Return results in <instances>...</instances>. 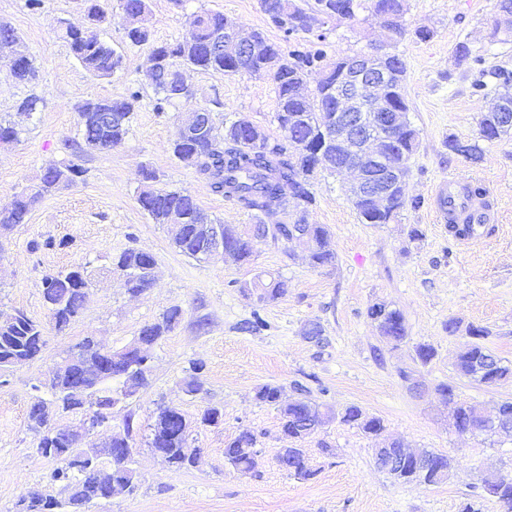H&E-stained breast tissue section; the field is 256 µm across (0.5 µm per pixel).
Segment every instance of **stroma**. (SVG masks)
Segmentation results:
<instances>
[{"label":"stroma","mask_w":512,"mask_h":512,"mask_svg":"<svg viewBox=\"0 0 512 512\" xmlns=\"http://www.w3.org/2000/svg\"><path fill=\"white\" fill-rule=\"evenodd\" d=\"M497 0H404V33L396 50L406 64L409 118L419 131V148L405 185L406 198H421L420 208L401 210L391 224H364L344 188L349 172L319 173L311 224L327 225L333 264L312 267L303 244L251 243L252 261L237 265L217 256L196 261L176 249L165 227L155 224L138 203L145 170H154L158 187L190 193L199 207L227 224L252 223V215L214 193L209 182L176 159L172 143L178 125L195 108L211 110L216 125L244 117L264 129L270 141L282 133L275 120L277 94L268 76H227L192 69L185 79L188 101L158 113L147 78L148 46L126 44L119 0H100L105 19L100 30L121 50L123 66L109 77L87 72L62 37V23L86 22L83 0H44L33 11L25 0H0V21L22 38L39 80L17 84L0 67V117L20 131L18 141L0 144V207L53 164L73 160L83 173L46 196L25 223L0 231V320L24 311L44 326L45 346L28 363L0 369V512H16L18 502L38 489L58 501L69 491L53 480V461L36 451L28 428L31 403L49 404V421L76 425L78 414L50 405L47 387L56 363L84 337L113 349L135 341L140 329L177 307L182 316L151 356L148 385L134 398L132 466L136 489L86 506L83 512H460L474 496L483 475H512V435L495 441L460 434L448 425V408L435 392L453 386L456 398L493 411L512 400V379L492 386L461 377L455 358L469 326L486 328L492 351L512 361V134L483 143L471 161L449 151L448 140H476L479 117L492 97L472 95L467 63L455 46L467 42L488 64L512 69V38L493 34ZM223 13L247 31H262L289 47L287 35L265 14L262 0H149V26L156 40L189 37L192 12ZM427 29L431 38L418 39ZM382 31L379 16L362 11L356 19H331L326 27L329 58L365 49ZM142 99L123 142L109 149L87 148L76 108L88 100L119 98L129 89ZM37 92L44 108L18 112L20 99ZM456 177L482 186L493 232L481 243L459 247L447 225L432 210L433 188ZM424 238L410 242V226ZM128 248L152 253L157 267L151 288L133 296L110 272L113 257ZM85 268L93 286L85 308L70 327L56 331L42 295L46 275ZM288 282L284 295L258 305L243 283L256 275ZM385 303L399 309L407 330L397 347L381 337L368 310ZM260 312L264 328L254 334L241 325ZM460 329L449 333V320ZM322 328L321 341L308 338L311 324ZM420 344L434 347L428 364L415 359ZM203 365L202 389L190 395L183 379L192 363ZM412 373L403 380L401 371ZM280 387L283 399L306 389L333 412L360 406L383 419L388 437L413 450L447 454L450 478L441 484L394 481L374 464L382 440L333 421L304 443L313 478L301 480L283 469L277 456L287 447L277 406L260 402L257 390ZM181 410L192 421L195 467L177 470L145 444L159 407ZM223 410L215 426L202 424L206 407ZM257 436L256 456L244 473L224 458V444L240 430Z\"/></svg>","instance_id":"obj_1"}]
</instances>
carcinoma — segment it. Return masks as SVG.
Listing matches in <instances>:
<instances>
[{"label":"carcinoma","instance_id":"obj_1","mask_svg":"<svg viewBox=\"0 0 512 512\" xmlns=\"http://www.w3.org/2000/svg\"><path fill=\"white\" fill-rule=\"evenodd\" d=\"M399 5V0H315V5L305 9L293 5L283 7L282 0H271L264 8L265 14L275 26L285 30L294 39L293 48L286 51L281 45L270 41L259 33L266 43L263 57L251 62L254 76L272 77L277 92V112L275 119L283 132L284 142L270 144L264 137L261 150L253 151L248 147L249 139L234 135L227 137L215 126L212 113H207L209 126L207 133L199 138L184 140L175 137L172 149L174 156L181 162L195 168L210 183L214 193L224 196L241 208L254 214L257 220H266L271 225L270 238L276 243L291 240L293 229L301 222L298 214H306L315 204L312 191V179L318 172L316 150L320 146L321 128L328 115L335 111V105L325 93V86L319 85L309 91L308 98L299 100L296 88L304 77L324 67L326 58L324 34L316 35V40H308L305 35L316 29L322 18L337 15L354 18L356 13L365 9L388 11ZM191 39L194 47L191 54H185L184 42L180 40L154 42L152 33L147 30L139 35L125 34L126 42L131 46L151 45V50L165 59L157 71L153 89L155 91L154 108L163 112L175 107L182 99L173 96L171 75L175 67L191 66L204 71L220 72L226 75L237 74L236 66L224 60V53L209 50L213 35L224 29V15L218 12L201 10L190 17ZM63 39L67 42L76 60L91 74L97 77H109L122 66V55L112 44L101 36L100 32H81L69 26L63 30ZM456 56L460 61L473 64L472 94L484 97L490 93L498 95L507 104L512 113V71L500 66H486L485 59L474 55L465 41L456 46ZM384 66L390 74V99L393 105L406 112L410 111L405 94L406 67L403 58L396 51L384 60ZM13 79L21 85H28L36 79V69L32 60L24 62L13 72ZM140 92L135 90L129 95L104 100L108 123L98 122L91 113L85 111L86 105L77 106L80 130L86 145L106 149L123 141L128 134L132 115L138 108ZM481 140L492 142L501 138L498 113L484 112L479 120ZM419 146V131L406 121L398 145L391 149L387 160L404 165L405 173L412 172L411 160ZM448 149L471 160L481 157L482 147L478 142L460 143L457 138L448 140ZM83 173L79 165L64 162L52 172L41 175L39 182L19 192L11 207L0 210V227L22 224L32 209L62 182L73 181ZM138 201L148 212L154 223L162 224L171 233L172 242L184 254L202 261L207 258L206 248L195 232L196 217L200 207L193 196L180 190H161L149 186L141 190ZM365 224H390L406 205L417 207L420 201L406 202L404 190L398 188L391 192L388 205L382 209L362 199H351ZM288 215V221L280 215ZM309 263L314 267L325 266L335 261L330 248V231L324 224H308ZM225 243L236 247V260L239 264L251 261L252 251L244 238H227ZM145 253L136 248L123 251L113 262V270L123 279L127 291L141 292L151 284L148 272L144 269ZM91 286L88 274L83 270L59 271L43 280V298L50 312L54 328L65 331L84 309L82 289ZM244 291L257 292L258 302L268 303L281 296L288 288L286 281L272 277L268 280L257 276L256 280L242 285ZM181 310L172 308L163 314L161 320L148 324L140 330V335L153 345L171 332L179 323ZM387 342L398 346L406 339V327L403 314L398 309H388L384 324L380 330ZM470 341L459 350L455 367L458 373L481 385H492L512 377V363L503 360L484 343L489 331L483 327L470 326L466 329ZM45 345L41 324L30 318L25 312H17V318L9 324H0V364L8 359L29 361L39 357ZM135 360L119 361L99 358L97 344L86 337L77 345L73 361L59 370L52 378L48 388L64 412L75 413L85 407L84 396L93 394L100 399L101 413L110 414L120 405L127 403L124 387H135L145 381V373L133 367ZM438 394L450 404L449 417L453 428L460 434L475 433L492 436L500 431L512 432V401H505L500 409L502 419L495 429H486L480 409L467 402L455 400L454 388L441 384ZM281 391L275 385L267 384L260 388L257 398L268 404L280 406L281 428L288 439L304 441L332 419L321 410V406L304 397L286 404L280 403ZM43 400L34 401L28 412V427L37 436L36 452L55 462L57 468L54 477L66 482L72 490L67 502L43 500L34 496L22 501L20 512H61L64 507L72 512L100 500L112 497V487L128 486L135 489L136 475L131 467L132 459L112 463L104 475L85 471V468L72 459L74 450L65 442V428L49 427L42 414ZM341 422L358 429L368 437L384 435L386 425L383 419L370 416L360 407L350 405L340 416ZM123 432L112 436V447L126 448L131 441L133 416L127 413L123 417ZM191 423L183 413L172 420L167 409L158 411L148 435L147 446L165 457L171 467L181 470L193 466L194 458L186 455ZM256 445L255 434L242 430L236 437L224 444V458L237 469L247 473L252 469L253 456L248 449ZM427 460L426 470L408 465L398 477L404 483L437 485L448 479L451 462L448 455L433 450H422ZM289 473L297 478L307 479L314 475L309 466L306 449H288V460L284 465ZM481 495L492 497L502 503L507 512H512V477H502L500 484L493 490L481 486Z\"/></svg>","mask_w":512,"mask_h":512}]
</instances>
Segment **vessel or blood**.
I'll return each mask as SVG.
<instances>
[{"label":"vessel or blood","instance_id":"b4317fda","mask_svg":"<svg viewBox=\"0 0 512 512\" xmlns=\"http://www.w3.org/2000/svg\"><path fill=\"white\" fill-rule=\"evenodd\" d=\"M434 204L440 222H448L454 216L468 220L467 232L457 238L459 244L472 245L487 236L488 213L484 198L467 195L455 179L439 184L434 194Z\"/></svg>","mask_w":512,"mask_h":512}]
</instances>
